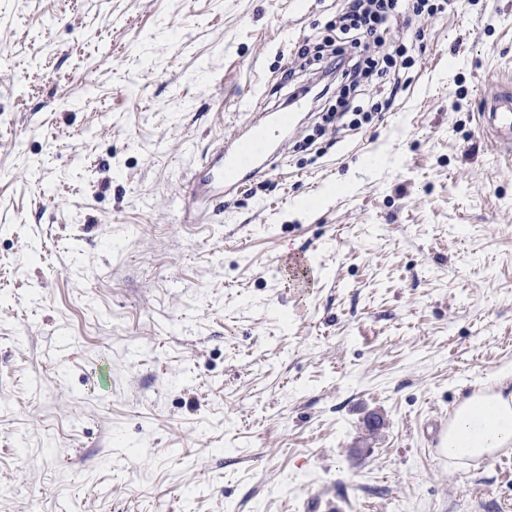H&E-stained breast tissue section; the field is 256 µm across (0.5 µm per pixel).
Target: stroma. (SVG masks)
I'll list each match as a JSON object with an SVG mask.
<instances>
[{
	"label": "stroma",
	"instance_id": "1",
	"mask_svg": "<svg viewBox=\"0 0 512 512\" xmlns=\"http://www.w3.org/2000/svg\"><path fill=\"white\" fill-rule=\"evenodd\" d=\"M342 3L0 0V512L512 505V449L437 452L512 371V156L479 121L512 0H401L395 108L321 134L302 98L272 171L174 195Z\"/></svg>",
	"mask_w": 512,
	"mask_h": 512
}]
</instances>
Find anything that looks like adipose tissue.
Listing matches in <instances>:
<instances>
[{"label": "adipose tissue", "mask_w": 512, "mask_h": 512, "mask_svg": "<svg viewBox=\"0 0 512 512\" xmlns=\"http://www.w3.org/2000/svg\"><path fill=\"white\" fill-rule=\"evenodd\" d=\"M512 447V375L474 391L455 408L441 433L443 456L454 460L488 458Z\"/></svg>", "instance_id": "adipose-tissue-1"}]
</instances>
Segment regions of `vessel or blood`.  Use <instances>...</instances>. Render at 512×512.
I'll return each instance as SVG.
<instances>
[{
  "label": "vessel or blood",
  "mask_w": 512,
  "mask_h": 512,
  "mask_svg": "<svg viewBox=\"0 0 512 512\" xmlns=\"http://www.w3.org/2000/svg\"><path fill=\"white\" fill-rule=\"evenodd\" d=\"M481 122L494 134L496 146L512 148V96L495 93L487 100ZM295 112L261 113L243 131L225 139L198 180L188 188L190 199L218 197L243 186L246 178L264 172L288 134L297 126Z\"/></svg>",
  "instance_id": "obj_1"
}]
</instances>
